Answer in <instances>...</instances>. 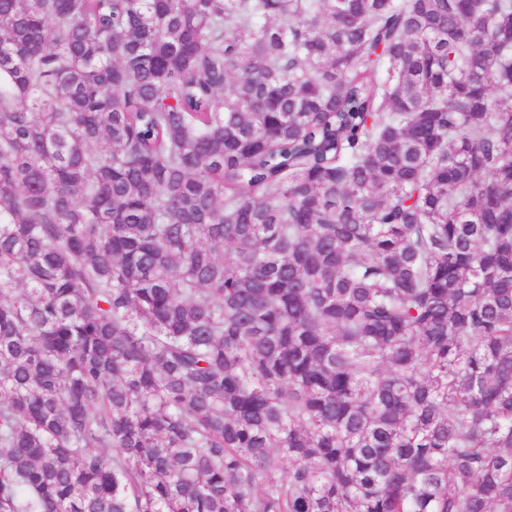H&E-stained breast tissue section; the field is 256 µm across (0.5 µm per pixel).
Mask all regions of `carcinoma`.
Listing matches in <instances>:
<instances>
[{"mask_svg": "<svg viewBox=\"0 0 512 512\" xmlns=\"http://www.w3.org/2000/svg\"><path fill=\"white\" fill-rule=\"evenodd\" d=\"M0 512H512V0H0Z\"/></svg>", "mask_w": 512, "mask_h": 512, "instance_id": "1", "label": "carcinoma"}]
</instances>
